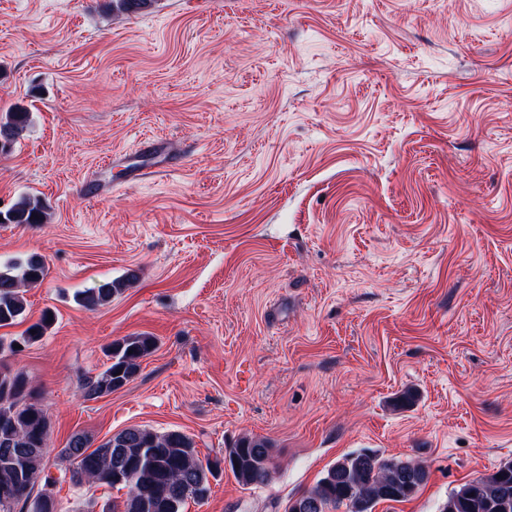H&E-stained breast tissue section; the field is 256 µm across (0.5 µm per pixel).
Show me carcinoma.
I'll use <instances>...</instances> for the list:
<instances>
[{
    "label": "carcinoma",
    "mask_w": 512,
    "mask_h": 512,
    "mask_svg": "<svg viewBox=\"0 0 512 512\" xmlns=\"http://www.w3.org/2000/svg\"><path fill=\"white\" fill-rule=\"evenodd\" d=\"M30 122L31 112L12 107L5 121H0V150H6ZM0 216L5 224H41L45 206L38 198L24 196L0 211ZM47 276L44 259L35 253L0 264V328L24 320V287L40 284ZM136 279V274L128 273L79 292L77 301L93 311L122 294ZM52 323L45 312L21 336L7 343L0 338V354L6 350L16 354L15 345L26 348L41 341ZM155 346V337L146 334L113 341L108 347L109 366L85 379L83 397L97 399L125 386ZM49 433L47 412L25 373L0 364V487L12 493L9 503L0 501V512H14L19 504L28 512H56L54 505L49 511L41 507V495H32L40 480L44 493L55 485L45 475ZM60 457L72 462L71 480L76 485L87 481L128 489L121 508L113 512H181L187 499L207 496L210 478L222 472L223 463L243 487L266 484L275 468L271 445L264 438L243 436L225 449L223 460L204 462L189 435L178 430L159 434L141 426L126 428L95 448L85 434L76 432ZM428 478L427 468L418 462L364 450L337 460L295 502L310 504L308 512H333L341 506L346 512H373L380 502L411 498ZM443 512H512V462L490 476L462 484L449 495Z\"/></svg>",
    "instance_id": "obj_1"
}]
</instances>
